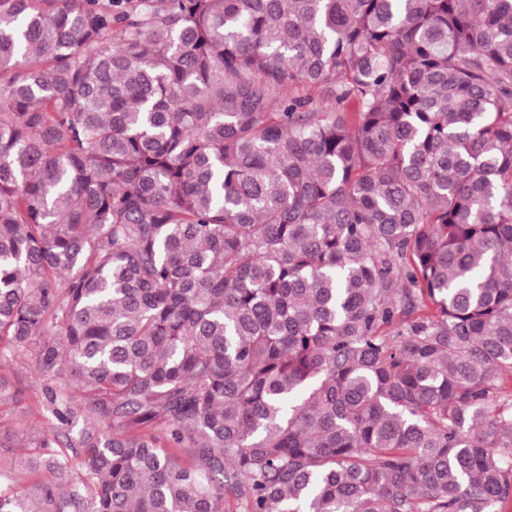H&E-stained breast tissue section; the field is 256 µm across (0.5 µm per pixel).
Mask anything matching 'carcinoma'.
Returning a JSON list of instances; mask_svg holds the SVG:
<instances>
[{"instance_id":"obj_1","label":"carcinoma","mask_w":512,"mask_h":512,"mask_svg":"<svg viewBox=\"0 0 512 512\" xmlns=\"http://www.w3.org/2000/svg\"><path fill=\"white\" fill-rule=\"evenodd\" d=\"M29 349L0 512H512V0H0ZM0 377L16 394L14 400L0 405V437L3 441L0 459L10 462L34 450L29 447L28 438L45 422L46 400L41 386L36 383L30 352L0 360Z\"/></svg>"}]
</instances>
